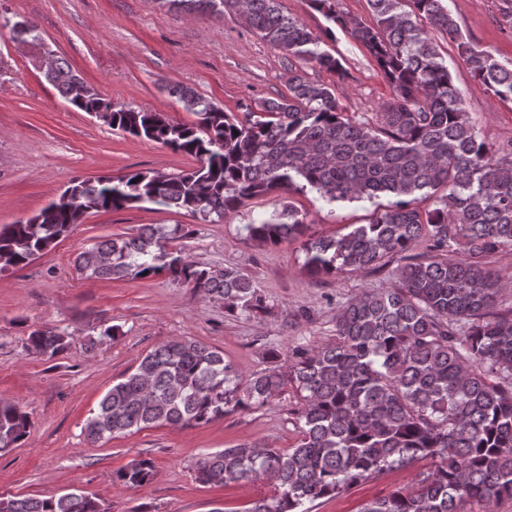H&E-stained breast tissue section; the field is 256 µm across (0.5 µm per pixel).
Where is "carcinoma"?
<instances>
[{"mask_svg": "<svg viewBox=\"0 0 512 512\" xmlns=\"http://www.w3.org/2000/svg\"><path fill=\"white\" fill-rule=\"evenodd\" d=\"M326 19L365 47L392 88L369 126L343 115L335 89L301 74L314 64L339 76L335 38L313 34L285 15L279 0H162L188 13L233 11L288 60V94L261 99L243 115L226 112L184 85L168 88L192 124L161 112L118 106L74 73L62 58L44 73L76 111L110 110L112 129L190 155L198 166L179 173L132 171L74 182L25 220L0 228V271L24 267L67 237L81 209L117 211L154 204L210 223L276 191L310 190L331 205L390 198L367 224L303 244L310 276L375 270L402 262L392 288L364 291L336 314L335 338L299 344L271 366L243 377L224 353L192 339L147 353L112 385L84 426L92 443L152 425L199 426L235 411L262 407L288 384L301 393L297 444L282 453L241 443L199 456L195 480L226 486L268 479L277 494L249 512H309L376 473L429 458L433 469L414 486L364 505L361 512H484L512 498V315L495 312L500 275L488 258L512 246V144L493 148L480 137L448 65L426 27L457 42L475 78L512 101V68L471 45L445 0H368L374 24L336 12L334 0H312ZM14 40L39 41L33 19L0 17ZM290 203L244 225L245 238L278 245L302 234ZM181 226L149 224L80 251L75 269L89 278L146 279L166 271L233 315L263 310L253 281L233 267L214 269L169 249ZM428 238L429 254H410ZM28 347L49 359L67 336L30 332ZM30 428L28 414L0 402V451ZM148 459L115 475L129 487L150 483ZM0 512H104L92 496L0 498Z\"/></svg>", "mask_w": 512, "mask_h": 512, "instance_id": "obj_1", "label": "carcinoma"}]
</instances>
